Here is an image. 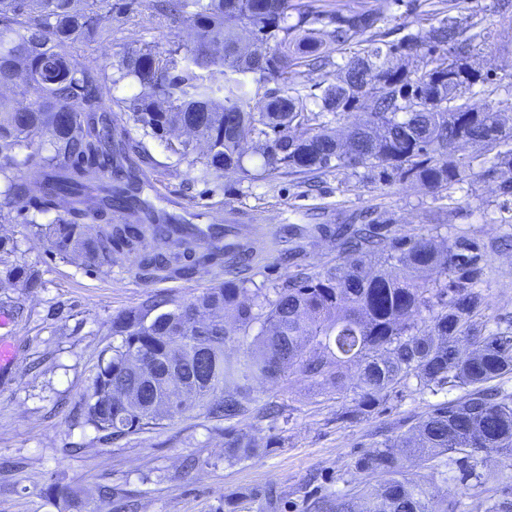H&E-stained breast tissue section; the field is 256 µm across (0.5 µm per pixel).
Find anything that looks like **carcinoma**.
Here are the masks:
<instances>
[{
  "mask_svg": "<svg viewBox=\"0 0 512 512\" xmlns=\"http://www.w3.org/2000/svg\"><path fill=\"white\" fill-rule=\"evenodd\" d=\"M109 0H0V85L34 95L20 107L0 97V217L17 204L34 234L63 260L88 268L112 265L115 254L134 258L146 276L190 278L224 268L240 257L241 243L200 250L190 237H173L184 220L143 197L139 164L149 155L126 128L115 127L111 75L78 69L61 52L102 39ZM166 21L188 25L191 45L158 52L132 48L113 65L144 91L123 100L128 119L161 138L175 126L188 137L166 141L185 160H202L203 174L250 175L249 145L259 147L262 168L297 175L364 166L383 180L411 179L443 193L464 179L451 159L460 143L495 152L487 177L512 172V134L501 113L476 105L466 92L486 77L471 68L479 33L455 17L382 39L374 10L320 11L310 0H152ZM296 16V22L288 18ZM341 61H333V54ZM417 56L422 66L407 68ZM336 65V82H319L313 111L296 82L297 68ZM277 87L264 93L261 85ZM371 102L339 137L324 120L356 112ZM67 120L60 122V113ZM40 155L41 179L11 175L16 158ZM53 214L44 226L39 218ZM341 261L323 271L304 270L272 290L233 271L187 305L150 299L112 318V345L102 350L82 395L86 424L105 440L149 432L166 420L198 410L231 421L251 412L258 380H288L294 369L340 392L355 372L353 405L342 419L371 415L392 392L416 380L421 390H461L432 407L411 433L380 443L356 470L378 477L374 486L325 496L314 512H436L425 488L406 475L418 463L447 483L468 479L495 455L512 469V396L495 381L512 375V328L489 331L479 289L488 274L485 244L465 235L443 248L415 232L390 239L379 228L336 225ZM438 277L429 279L426 273ZM7 277L24 288L38 273L15 265ZM258 349L224 354L237 337ZM473 346L463 356L458 343ZM226 448L248 459L253 436L227 434ZM65 512L76 492L47 487Z\"/></svg>",
  "mask_w": 512,
  "mask_h": 512,
  "instance_id": "carcinoma-1",
  "label": "carcinoma"
}]
</instances>
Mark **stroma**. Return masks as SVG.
Wrapping results in <instances>:
<instances>
[{
    "instance_id": "1",
    "label": "stroma",
    "mask_w": 512,
    "mask_h": 512,
    "mask_svg": "<svg viewBox=\"0 0 512 512\" xmlns=\"http://www.w3.org/2000/svg\"><path fill=\"white\" fill-rule=\"evenodd\" d=\"M111 3V38L67 48L77 66L109 69L126 47L142 43L160 51L190 44V30L159 19L151 0ZM431 3L427 10L422 0H314L325 11L378 10L382 29L396 39L447 16L469 18L484 36L468 63L488 76L469 95L504 113L512 127V43L505 38L512 14L497 13L496 0ZM130 135L143 141L152 159L145 169L152 202L163 207L175 198L202 214L204 223L240 225L241 241L256 251L249 270L254 282L279 288L292 274L273 242L284 225L313 218L329 225L357 223L374 210L392 233L412 229L441 243L459 235L481 238L490 265L481 285L487 327H512V197L482 176L491 154L459 145L455 157L468 163L467 175L441 198L409 180L380 182L365 167L307 181L284 168L261 177L262 158L256 153L245 161L252 177L206 176L201 164L172 155L163 139L143 137L135 128ZM1 235L17 244L15 253L0 257V313L12 319L4 333L15 338L19 358L11 373L0 375V461L10 463L0 468V512H58L46 493L54 481L79 492L83 512H123L129 501L137 503V512H311L316 497L352 488L356 461L377 443L398 438L432 405L457 396L453 390L431 394L406 387L369 417L349 422L340 415L351 405L352 391L329 394L292 374L284 384L258 383L254 411L235 424L260 445L251 459L227 457L223 423L196 411L160 429L111 444L100 441L74 410L101 351L112 341L113 317L156 296L189 303L215 280L204 272L191 279H147L124 255L99 270L62 260L47 251L18 213L0 221ZM15 264L37 269L39 287L9 282L5 270ZM485 469L492 478L482 487L469 481L443 484L415 464L408 474L429 484L438 499L454 503L455 512H485L491 498L512 493V472L493 459ZM100 485L111 486V503L99 504L95 489Z\"/></svg>"
}]
</instances>
